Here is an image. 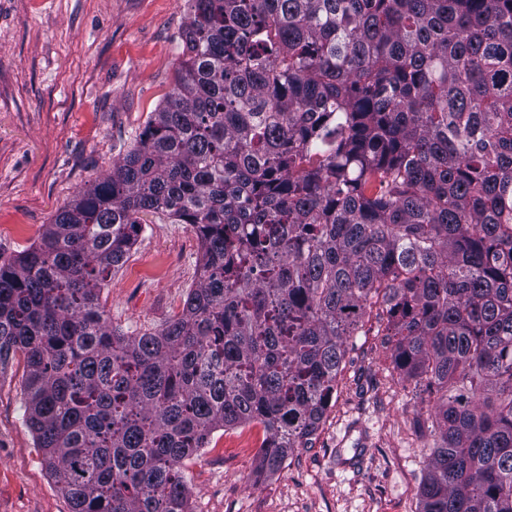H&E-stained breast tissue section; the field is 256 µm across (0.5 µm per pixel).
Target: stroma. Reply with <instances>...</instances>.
<instances>
[{"instance_id": "1", "label": "stroma", "mask_w": 512, "mask_h": 512, "mask_svg": "<svg viewBox=\"0 0 512 512\" xmlns=\"http://www.w3.org/2000/svg\"><path fill=\"white\" fill-rule=\"evenodd\" d=\"M186 0H0V257L46 224L132 145L170 91ZM189 224L148 214L101 303L136 334L181 312L199 279ZM348 342L338 390L311 446L256 481L257 448L214 432L183 467L189 512H418L434 446L414 433L432 396L392 364L369 319ZM26 362L0 370V512H70L24 415Z\"/></svg>"}]
</instances>
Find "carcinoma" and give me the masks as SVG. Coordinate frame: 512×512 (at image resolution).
Segmentation results:
<instances>
[{
	"mask_svg": "<svg viewBox=\"0 0 512 512\" xmlns=\"http://www.w3.org/2000/svg\"><path fill=\"white\" fill-rule=\"evenodd\" d=\"M180 64L112 172L0 258V366L71 512H188L183 462L312 443L371 313L436 399L419 512H512V0H187ZM196 228L155 332L101 292L143 216Z\"/></svg>",
	"mask_w": 512,
	"mask_h": 512,
	"instance_id": "carcinoma-1",
	"label": "carcinoma"
}]
</instances>
